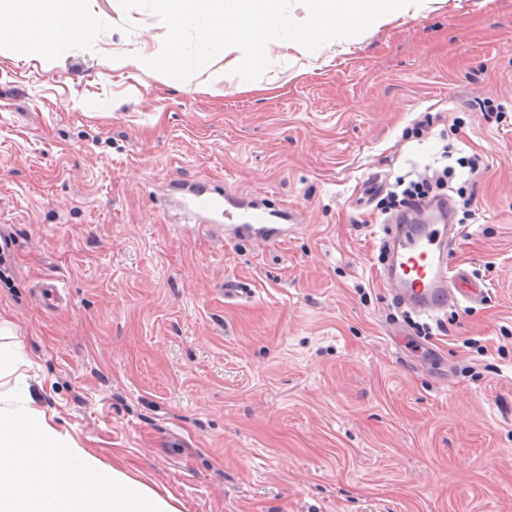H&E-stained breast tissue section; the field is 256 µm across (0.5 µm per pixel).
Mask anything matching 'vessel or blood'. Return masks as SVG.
<instances>
[{"label":"vessel or blood","instance_id":"1","mask_svg":"<svg viewBox=\"0 0 512 512\" xmlns=\"http://www.w3.org/2000/svg\"><path fill=\"white\" fill-rule=\"evenodd\" d=\"M234 208L231 194L205 188L194 195L188 210L196 223L208 224L219 215L232 218ZM275 211V206L261 201L248 207L242 218L264 229L273 223ZM459 235V229L449 222L443 199L425 200L389 224L384 236L387 253L382 277L403 305L431 316L483 297L480 285L448 263L447 253Z\"/></svg>","mask_w":512,"mask_h":512}]
</instances>
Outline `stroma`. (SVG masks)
<instances>
[{"label":"stroma","mask_w":512,"mask_h":512,"mask_svg":"<svg viewBox=\"0 0 512 512\" xmlns=\"http://www.w3.org/2000/svg\"><path fill=\"white\" fill-rule=\"evenodd\" d=\"M95 10L112 30L61 66L0 54V396L178 512H512V0L281 41L250 82L113 68L166 27ZM445 167L449 262L487 294L417 316L370 194ZM201 180L303 222L185 223Z\"/></svg>","instance_id":"obj_1"}]
</instances>
